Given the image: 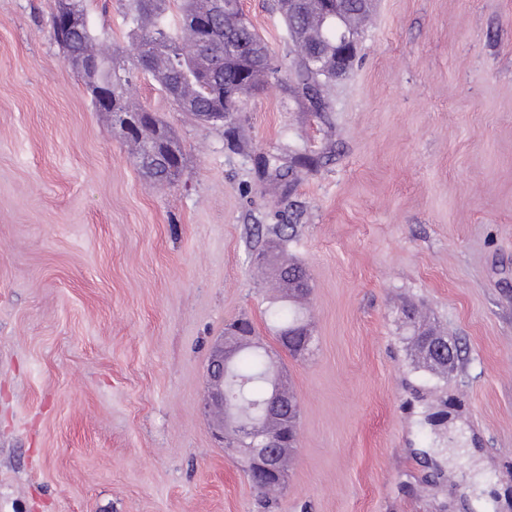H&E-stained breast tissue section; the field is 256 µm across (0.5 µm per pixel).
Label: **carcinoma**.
Wrapping results in <instances>:
<instances>
[{
    "mask_svg": "<svg viewBox=\"0 0 512 512\" xmlns=\"http://www.w3.org/2000/svg\"><path fill=\"white\" fill-rule=\"evenodd\" d=\"M135 36L136 64L146 73L154 74V67L162 63L170 83L162 86L167 96L195 120L212 126L225 125L226 109L232 103L254 94L272 81L279 82L280 70L273 63L268 45L253 26L224 11V0H118ZM179 4V24L172 27L170 4ZM66 5L75 16L77 26L60 47L64 60L88 57L91 64L76 69L91 94L92 103L103 111L97 93L112 96V116L122 121L129 112L146 117L135 132L127 137L136 146V164L160 186L175 182L180 176L182 151L171 130L156 114L131 101L133 73L121 74L114 65L115 57L94 52L91 47L104 34L99 32L85 7V0H54V8ZM342 19H316L311 10L289 18L287 24L301 31L304 43L295 51L293 75L289 91L296 100H307L322 115L323 73L313 56L336 57V26L349 27L364 33L366 27L364 0H342ZM209 20L213 32L208 40L201 38L196 21ZM198 47L195 55L186 51V42ZM257 258L260 265L272 267L279 263V287L286 291L288 306L271 311L276 322L275 335L295 346L300 342L299 332L305 322L299 296L310 295L311 283L307 269L288 261L277 245L262 249ZM410 334L407 340L417 358L416 366L429 372H448L447 360L430 354V346L443 336L432 326L417 320L415 310H402ZM269 369L267 353L262 349L246 347L232 361L224 387L237 410L255 414L267 393L265 375ZM244 473L260 493L261 502L269 506L267 496L276 487L261 486L263 476L251 468L248 460L241 462Z\"/></svg>",
    "mask_w": 512,
    "mask_h": 512,
    "instance_id": "carcinoma-1",
    "label": "carcinoma"
}]
</instances>
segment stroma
<instances>
[{
    "instance_id": "obj_1",
    "label": "stroma",
    "mask_w": 512,
    "mask_h": 512,
    "mask_svg": "<svg viewBox=\"0 0 512 512\" xmlns=\"http://www.w3.org/2000/svg\"><path fill=\"white\" fill-rule=\"evenodd\" d=\"M51 0H0V512H512V0H375L328 112L273 82L239 129L138 104L184 167L155 186L51 40ZM242 10L281 66L274 0ZM134 58L117 0H86ZM319 157L269 189L262 156ZM312 279L317 338L282 351L268 228ZM415 305L460 346L418 369ZM247 316L300 406L286 487L261 508L203 408L209 350Z\"/></svg>"
}]
</instances>
